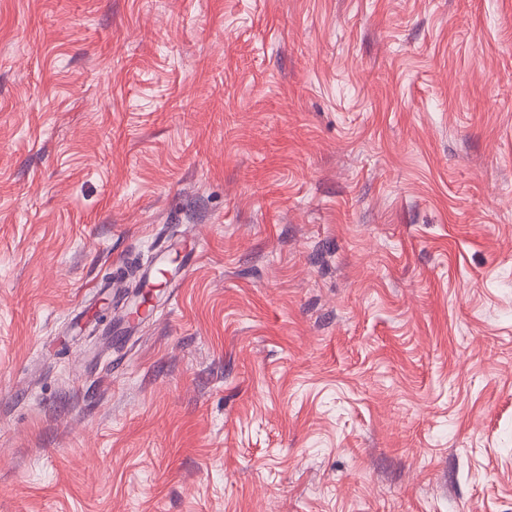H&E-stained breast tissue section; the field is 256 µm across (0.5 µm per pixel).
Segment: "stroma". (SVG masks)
Segmentation results:
<instances>
[{
    "label": "stroma",
    "instance_id": "1",
    "mask_svg": "<svg viewBox=\"0 0 512 512\" xmlns=\"http://www.w3.org/2000/svg\"><path fill=\"white\" fill-rule=\"evenodd\" d=\"M0 512H512V0H0Z\"/></svg>",
    "mask_w": 512,
    "mask_h": 512
}]
</instances>
